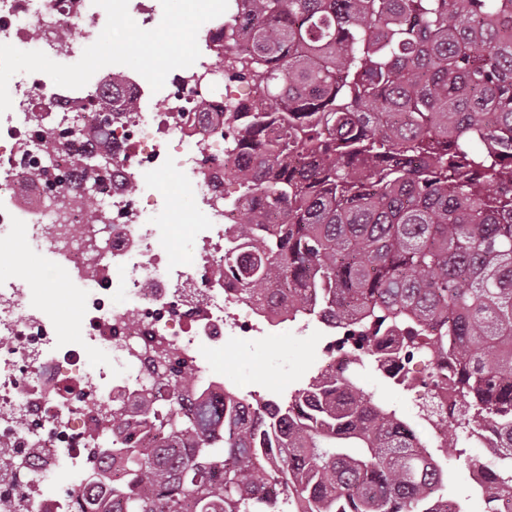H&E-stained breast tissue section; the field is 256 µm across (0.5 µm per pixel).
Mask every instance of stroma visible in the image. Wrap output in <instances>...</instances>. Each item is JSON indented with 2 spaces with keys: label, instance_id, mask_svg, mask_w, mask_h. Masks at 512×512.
Here are the masks:
<instances>
[{
  "label": "stroma",
  "instance_id": "1",
  "mask_svg": "<svg viewBox=\"0 0 512 512\" xmlns=\"http://www.w3.org/2000/svg\"><path fill=\"white\" fill-rule=\"evenodd\" d=\"M193 15L185 0H166L161 23L149 31L140 30L121 13L107 16L92 52L101 67L123 73L135 80L147 81V95L151 107L157 108L176 73L175 58L156 57L147 53V46L179 43L183 54L199 53L207 56L203 41L195 37ZM115 44V51H105V44ZM42 69L49 71L54 84L64 87H83L92 91L94 79L79 80L67 65L59 60L42 61ZM30 56L18 55L10 69L0 72V85H10L20 79L32 78L35 67ZM36 291L54 289L48 303L58 310L62 333L76 332L80 325L79 298L72 283L55 275L50 265H43L31 282ZM324 365L318 339L311 335L288 333L283 336H261L234 339L226 342L221 366L226 379L235 381L241 390L253 386L265 389L266 396L280 398L281 385L297 388ZM362 379L376 401L396 408L403 418H411L417 406L424 402V392L404 390L393 384L374 368H367ZM437 458L447 477V489L461 504L462 512H483L484 494L472 481V464L484 462L489 451L483 445L469 443L464 448H445Z\"/></svg>",
  "mask_w": 512,
  "mask_h": 512
}]
</instances>
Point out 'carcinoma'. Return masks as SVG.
<instances>
[{"label": "carcinoma", "mask_w": 512, "mask_h": 512, "mask_svg": "<svg viewBox=\"0 0 512 512\" xmlns=\"http://www.w3.org/2000/svg\"><path fill=\"white\" fill-rule=\"evenodd\" d=\"M239 2L232 78L264 100L224 113L244 159L224 276L335 317L341 365L286 404L227 390L188 415L194 370L172 369L162 441L120 449L119 512H454L432 449L359 382L385 333L456 363L452 428L498 432L485 512H512V0ZM74 160L106 175L112 145Z\"/></svg>", "instance_id": "obj_1"}]
</instances>
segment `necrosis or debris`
<instances>
[{
	"instance_id": "4bbe7bcc",
	"label": "necrosis or debris",
	"mask_w": 512,
	"mask_h": 512,
	"mask_svg": "<svg viewBox=\"0 0 512 512\" xmlns=\"http://www.w3.org/2000/svg\"><path fill=\"white\" fill-rule=\"evenodd\" d=\"M161 0H0V71L14 52L35 47L40 56L83 60L98 39L104 16L128 15L149 29ZM212 60L182 67L165 95V108L146 105L143 88L128 83L124 95L138 103L101 124L94 98L69 88L48 87L33 78L0 94V267L17 264L20 251L35 262L50 260L76 286L82 321L74 337L62 338L58 318L25 278L0 283V449L14 454L21 482L0 477V512H77L76 496L91 475L101 448L119 447L124 436L150 447L159 435L139 408L156 394L150 355L193 358L200 388L220 395L224 375L217 366L226 339L278 334L284 324L262 302H244L235 282L216 271L238 244L235 215L214 201L224 180L205 165L211 157L226 168L237 159L224 152V129L203 119L206 97L215 108L252 98L251 86L224 79L233 60L222 50L218 18L229 0H193ZM76 31L60 46L63 30ZM112 142V177L97 183L96 217L80 208H58L45 182L32 177L49 142L68 147L54 167L68 182L74 154L99 151L100 137ZM178 163L192 187L195 244L188 261L171 259L177 233L161 223L176 207L172 194L159 195L128 182L167 171ZM121 282L123 299L112 285ZM126 411L113 427L106 405Z\"/></svg>"
}]
</instances>
